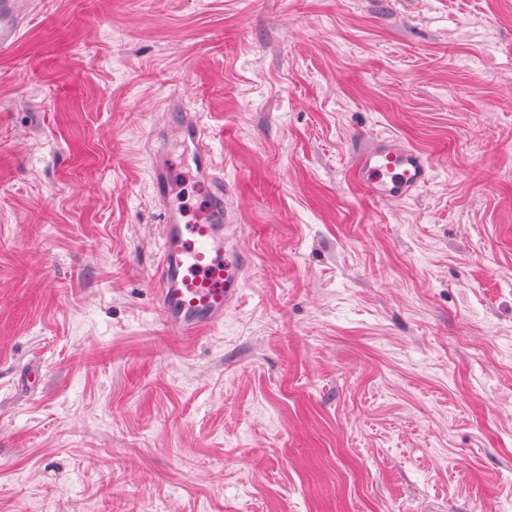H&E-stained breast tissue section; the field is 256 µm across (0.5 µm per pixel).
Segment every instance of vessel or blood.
I'll use <instances>...</instances> for the list:
<instances>
[{
    "label": "vessel or blood",
    "instance_id": "1",
    "mask_svg": "<svg viewBox=\"0 0 512 512\" xmlns=\"http://www.w3.org/2000/svg\"><path fill=\"white\" fill-rule=\"evenodd\" d=\"M31 9V0H0L1 55L14 48ZM164 129L192 148L198 171L212 184L211 202L203 218L187 224L171 202L167 167L158 164L153 170L161 244L152 283L160 314L172 333L198 336L223 322L225 314L237 306L252 257L234 241L235 215L224 204L229 188L211 163L207 135L197 115L166 114ZM353 176L370 196L399 201L429 183L432 165L425 154L402 140L381 137L363 149Z\"/></svg>",
    "mask_w": 512,
    "mask_h": 512
}]
</instances>
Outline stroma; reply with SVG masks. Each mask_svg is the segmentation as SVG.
<instances>
[{"label": "stroma", "mask_w": 512, "mask_h": 512, "mask_svg": "<svg viewBox=\"0 0 512 512\" xmlns=\"http://www.w3.org/2000/svg\"><path fill=\"white\" fill-rule=\"evenodd\" d=\"M175 102L253 258L193 337L152 285ZM380 136L412 198L353 180ZM0 512H512V0H38L0 56ZM353 176L370 196L399 201L412 196L432 178L425 154L394 137L373 140L360 153Z\"/></svg>", "instance_id": "stroma-1"}]
</instances>
